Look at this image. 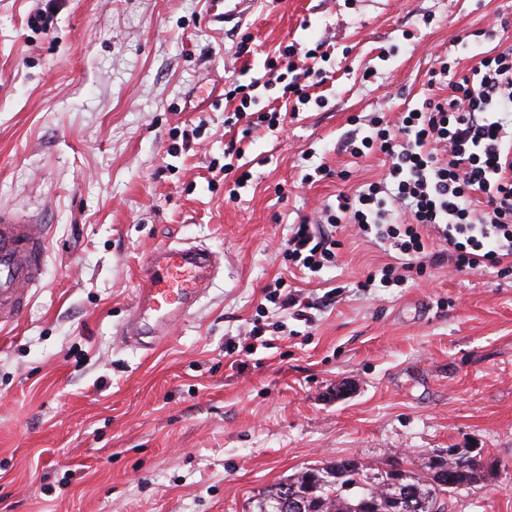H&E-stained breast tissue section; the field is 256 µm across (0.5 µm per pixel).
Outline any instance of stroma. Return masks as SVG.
<instances>
[{"mask_svg": "<svg viewBox=\"0 0 512 512\" xmlns=\"http://www.w3.org/2000/svg\"><path fill=\"white\" fill-rule=\"evenodd\" d=\"M491 23L512 40V0H253L221 29L204 0H0V207L49 231L44 284L0 337V512H248L306 467L438 452L486 470L447 512H512V274L365 290L388 257L349 226L305 277L315 325L264 302L293 225L387 166L343 135L417 104ZM322 40L333 82L241 142L252 179L229 201L226 78ZM182 240L221 272L165 342H128L143 263ZM260 310L270 347L225 354Z\"/></svg>", "mask_w": 512, "mask_h": 512, "instance_id": "obj_1", "label": "stroma"}]
</instances>
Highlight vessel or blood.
Returning a JSON list of instances; mask_svg holds the SVG:
<instances>
[{
  "instance_id": "vessel-or-blood-1",
  "label": "vessel or blood",
  "mask_w": 512,
  "mask_h": 512,
  "mask_svg": "<svg viewBox=\"0 0 512 512\" xmlns=\"http://www.w3.org/2000/svg\"><path fill=\"white\" fill-rule=\"evenodd\" d=\"M250 0H207L212 23L243 16ZM48 238L44 225L0 209V332L14 328L44 279ZM221 266L219 255L190 242L164 245L149 256L141 288L123 333L139 342L140 329L157 337L167 334L173 320L183 317L209 288Z\"/></svg>"
}]
</instances>
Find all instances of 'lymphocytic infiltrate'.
<instances>
[{"label":"lymphocytic infiltrate","instance_id":"obj_1","mask_svg":"<svg viewBox=\"0 0 512 512\" xmlns=\"http://www.w3.org/2000/svg\"><path fill=\"white\" fill-rule=\"evenodd\" d=\"M294 46L266 60L281 102L252 110L260 79L235 85L241 97L228 126L277 127L281 107L307 99L328 80L325 70L298 69ZM420 106L405 109L396 123L369 122L360 138H347L342 151L359 158L378 151L388 157L380 181L353 195H340L315 221L295 225L284 256L301 270L318 272L335 263L338 241L315 224H353L397 251L398 264L369 272L365 286L407 285L428 265L450 260L454 271L484 267L512 270V47L490 48L470 67L453 71L439 61ZM443 243L429 248L430 237Z\"/></svg>","mask_w":512,"mask_h":512}]
</instances>
